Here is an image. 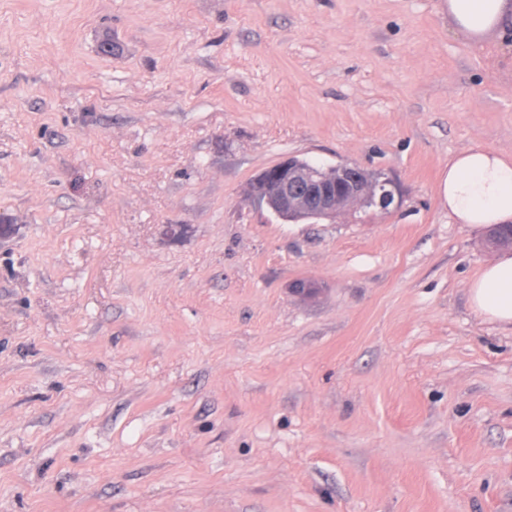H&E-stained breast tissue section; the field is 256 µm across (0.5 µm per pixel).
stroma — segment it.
Instances as JSON below:
<instances>
[{"label": "stroma", "instance_id": "35a3bbf8", "mask_svg": "<svg viewBox=\"0 0 512 512\" xmlns=\"http://www.w3.org/2000/svg\"><path fill=\"white\" fill-rule=\"evenodd\" d=\"M442 3L0 0V512H512V328L437 195L512 158V25ZM291 155L400 202L283 222ZM446 11L453 26L472 37L505 27L512 21L510 0H446Z\"/></svg>", "mask_w": 512, "mask_h": 512}]
</instances>
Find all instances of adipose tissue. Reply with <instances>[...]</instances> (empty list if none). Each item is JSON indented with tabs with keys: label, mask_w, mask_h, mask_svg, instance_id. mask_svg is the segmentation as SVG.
<instances>
[{
	"label": "adipose tissue",
	"mask_w": 512,
	"mask_h": 512,
	"mask_svg": "<svg viewBox=\"0 0 512 512\" xmlns=\"http://www.w3.org/2000/svg\"><path fill=\"white\" fill-rule=\"evenodd\" d=\"M453 26L478 36L512 22V0H447ZM439 200L459 224L487 229L512 222V159L482 147L456 154L438 188ZM473 309L512 326V253L500 252L468 285Z\"/></svg>",
	"instance_id": "ef3b65f1"
}]
</instances>
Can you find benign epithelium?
Wrapping results in <instances>:
<instances>
[{"mask_svg":"<svg viewBox=\"0 0 512 512\" xmlns=\"http://www.w3.org/2000/svg\"><path fill=\"white\" fill-rule=\"evenodd\" d=\"M397 182L352 164L307 165L292 156L266 169L251 197L288 222L334 220L364 210L386 211L399 200Z\"/></svg>","mask_w":512,"mask_h":512,"instance_id":"1","label":"benign epithelium"}]
</instances>
